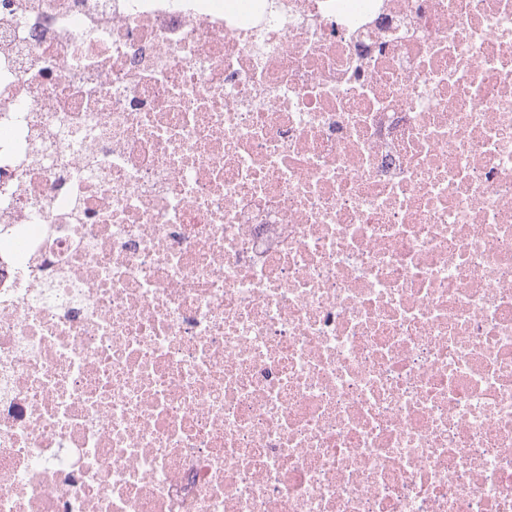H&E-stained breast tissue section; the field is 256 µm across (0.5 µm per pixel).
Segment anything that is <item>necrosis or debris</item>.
Listing matches in <instances>:
<instances>
[{"label": "necrosis or debris", "instance_id": "4bbe7bcc", "mask_svg": "<svg viewBox=\"0 0 512 512\" xmlns=\"http://www.w3.org/2000/svg\"><path fill=\"white\" fill-rule=\"evenodd\" d=\"M0 512H512V0H0Z\"/></svg>", "mask_w": 512, "mask_h": 512}]
</instances>
